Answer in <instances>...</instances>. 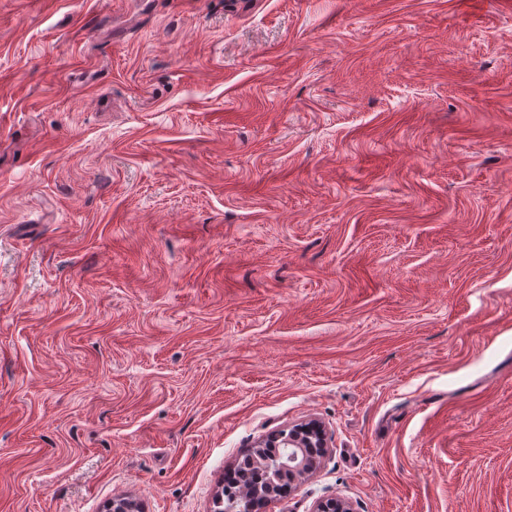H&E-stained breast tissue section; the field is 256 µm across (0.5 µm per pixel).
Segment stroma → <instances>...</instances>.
Returning a JSON list of instances; mask_svg holds the SVG:
<instances>
[{"label": "stroma", "instance_id": "obj_1", "mask_svg": "<svg viewBox=\"0 0 512 512\" xmlns=\"http://www.w3.org/2000/svg\"><path fill=\"white\" fill-rule=\"evenodd\" d=\"M512 512V0H0V512ZM255 448L251 459L254 466L259 468H265L271 461L261 448L277 454L283 448H289L287 458L278 465L282 472L288 471V475L284 477L272 461L270 467L254 471L252 477L247 473L240 477L242 471L248 467L250 456L246 454L232 470L224 473V487L213 501L212 512H228L226 510L232 507L231 500L244 507V512H262L270 489L280 496L282 490L287 491L294 480L315 469V465H312L315 454L313 448H320L321 457H324L329 448L328 433L319 420L309 419L269 433ZM288 476L291 484L288 483ZM251 479L252 486L248 489L241 485V480L248 484Z\"/></svg>", "mask_w": 512, "mask_h": 512}]
</instances>
